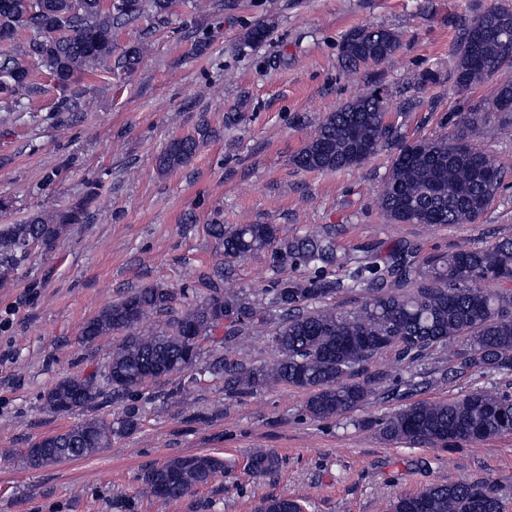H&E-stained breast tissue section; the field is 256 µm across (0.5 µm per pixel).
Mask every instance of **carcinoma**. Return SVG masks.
<instances>
[{"instance_id":"1","label":"carcinoma","mask_w":512,"mask_h":512,"mask_svg":"<svg viewBox=\"0 0 512 512\" xmlns=\"http://www.w3.org/2000/svg\"><path fill=\"white\" fill-rule=\"evenodd\" d=\"M173 0H0V43L15 44L0 53V112H16L24 100L41 91L36 75L46 74L59 94L62 111L74 112L84 96L81 81L112 61V26L151 12L165 24ZM400 47L399 35L386 29L357 28L341 44L345 68L356 72L385 61ZM147 46L138 41L123 49L117 66L131 73ZM512 67V9L492 6L480 11L462 30L450 80L460 93ZM387 102L377 93L352 99L320 120L293 158L301 170L334 172L367 161L393 138L384 122ZM512 114V83L498 88L492 106L468 114L474 128L495 113ZM199 146L193 135L172 140L158 157L167 172L191 162ZM502 182L501 169L486 152L474 147L464 130L431 140L398 146L385 178L379 204L396 224H471L490 206ZM100 197L98 184L66 208L37 212L20 224L0 225V282L9 279L38 242L51 251L76 224H84ZM209 234L220 248L222 263L214 269L209 292L175 308L169 288L148 285L128 292L102 308L81 329L80 342L90 346L101 336L124 333L104 368L88 375L59 379L42 396V409L52 415L93 412L110 401L122 405L121 427L136 428L142 406L139 392L192 370L202 343L224 328V342L240 344L265 329L275 344L269 362L220 357L195 370L190 382L208 376L224 384V395L250 394L271 385L309 393L306 415L316 421L340 418L382 393L387 376L365 382L360 376L379 353L394 348L407 366L434 354L448 363L453 380L468 373L512 375V289L497 291L488 282H512V239L480 249H461L418 268L414 249L404 247L383 263L353 261L343 278L318 276L285 282L270 299L224 286V263L277 250L305 265L336 263L327 233L282 240L272 224H211ZM414 288L408 292L409 284ZM359 296L360 304L344 311L327 303L338 293ZM157 318L147 332L140 325ZM388 441L440 448L512 434V392L477 387L446 401H421L365 425ZM112 423L100 416L45 436L26 449L32 468L92 456L112 441ZM278 466L272 452L258 451L248 470L267 474ZM224 459L214 455H181L146 469L141 492L161 503L178 500L194 487L224 473ZM258 512H306L305 500L268 497ZM389 512H508V500L484 478L467 482L437 481L389 504Z\"/></svg>"}]
</instances>
